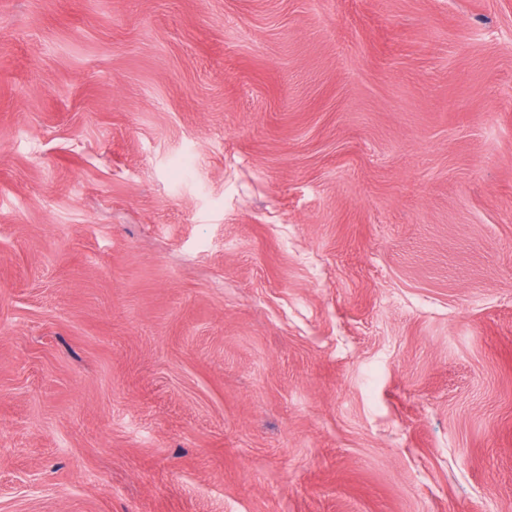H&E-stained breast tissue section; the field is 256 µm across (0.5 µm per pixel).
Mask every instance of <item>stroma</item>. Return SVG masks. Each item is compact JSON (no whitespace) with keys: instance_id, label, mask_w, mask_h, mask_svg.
Returning <instances> with one entry per match:
<instances>
[{"instance_id":"35a3bbf8","label":"stroma","mask_w":512,"mask_h":512,"mask_svg":"<svg viewBox=\"0 0 512 512\" xmlns=\"http://www.w3.org/2000/svg\"><path fill=\"white\" fill-rule=\"evenodd\" d=\"M0 512H512V0H0Z\"/></svg>"}]
</instances>
